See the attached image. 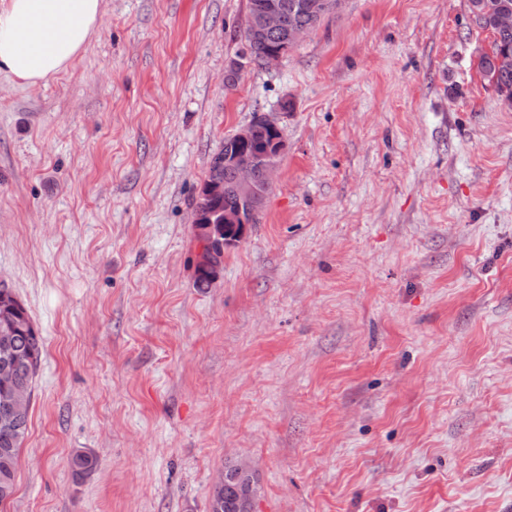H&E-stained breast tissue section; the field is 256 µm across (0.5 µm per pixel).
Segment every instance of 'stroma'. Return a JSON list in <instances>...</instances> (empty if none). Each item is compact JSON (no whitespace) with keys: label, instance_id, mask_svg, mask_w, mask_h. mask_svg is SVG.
I'll list each match as a JSON object with an SVG mask.
<instances>
[{"label":"stroma","instance_id":"35a3bbf8","mask_svg":"<svg viewBox=\"0 0 512 512\" xmlns=\"http://www.w3.org/2000/svg\"><path fill=\"white\" fill-rule=\"evenodd\" d=\"M102 9L56 79L0 74V282L45 340L0 512H209L242 462L254 512H512V104L467 0H347L232 80L246 0ZM257 112L277 180L201 288L193 200Z\"/></svg>","mask_w":512,"mask_h":512}]
</instances>
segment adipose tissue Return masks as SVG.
I'll use <instances>...</instances> for the list:
<instances>
[{
	"mask_svg": "<svg viewBox=\"0 0 512 512\" xmlns=\"http://www.w3.org/2000/svg\"><path fill=\"white\" fill-rule=\"evenodd\" d=\"M102 22V0H0V73L23 86L66 71Z\"/></svg>",
	"mask_w": 512,
	"mask_h": 512,
	"instance_id": "adipose-tissue-1",
	"label": "adipose tissue"
}]
</instances>
